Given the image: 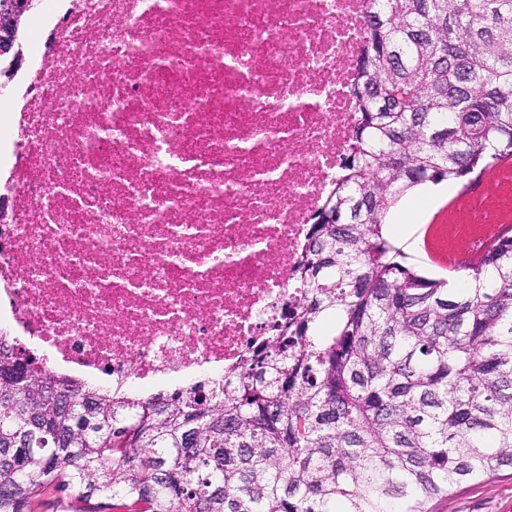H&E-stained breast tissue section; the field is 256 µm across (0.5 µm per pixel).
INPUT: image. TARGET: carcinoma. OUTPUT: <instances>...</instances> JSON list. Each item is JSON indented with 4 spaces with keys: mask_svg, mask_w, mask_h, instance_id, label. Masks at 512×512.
I'll use <instances>...</instances> for the list:
<instances>
[{
    "mask_svg": "<svg viewBox=\"0 0 512 512\" xmlns=\"http://www.w3.org/2000/svg\"><path fill=\"white\" fill-rule=\"evenodd\" d=\"M0 17V77L22 63ZM341 174L304 288L243 365L133 397L0 335V512H429L512 470V232L451 288L389 211L512 156V0H371Z\"/></svg>",
    "mask_w": 512,
    "mask_h": 512,
    "instance_id": "1",
    "label": "carcinoma"
}]
</instances>
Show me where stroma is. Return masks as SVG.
Listing matches in <instances>:
<instances>
[{
	"label": "stroma",
	"mask_w": 512,
	"mask_h": 512,
	"mask_svg": "<svg viewBox=\"0 0 512 512\" xmlns=\"http://www.w3.org/2000/svg\"><path fill=\"white\" fill-rule=\"evenodd\" d=\"M463 183L449 185L442 197L425 205L419 216H411L405 203H398L386 218L388 235L399 223L415 220L421 226L415 243L400 249L410 263L429 274L453 278L454 271L438 261L464 254L473 240L495 236L503 225H512V172L486 175L481 192L466 195ZM431 512H512V472L453 487L449 496L430 502Z\"/></svg>",
	"instance_id": "1"
}]
</instances>
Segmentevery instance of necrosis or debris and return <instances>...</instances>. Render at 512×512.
<instances>
[{"label":"necrosis or debris","mask_w":512,"mask_h":512,"mask_svg":"<svg viewBox=\"0 0 512 512\" xmlns=\"http://www.w3.org/2000/svg\"><path fill=\"white\" fill-rule=\"evenodd\" d=\"M370 0H53L0 100V331L135 395L241 366L298 293Z\"/></svg>","instance_id":"necrosis-or-debris-1"}]
</instances>
